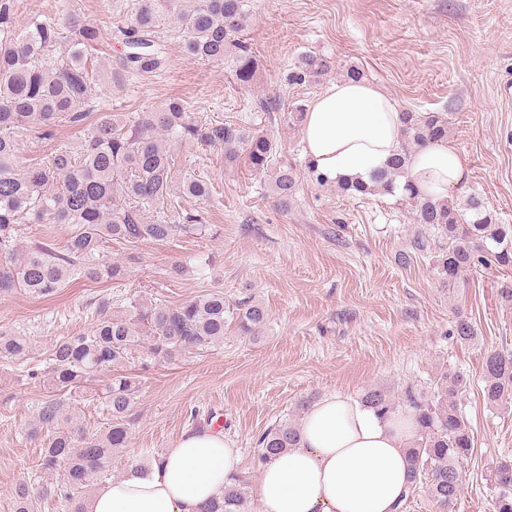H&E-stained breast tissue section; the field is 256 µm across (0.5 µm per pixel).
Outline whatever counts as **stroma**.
Wrapping results in <instances>:
<instances>
[{"label":"stroma","mask_w":512,"mask_h":512,"mask_svg":"<svg viewBox=\"0 0 512 512\" xmlns=\"http://www.w3.org/2000/svg\"><path fill=\"white\" fill-rule=\"evenodd\" d=\"M137 3L17 0L15 28L23 32L68 11L79 15L110 38L91 53L95 104L134 116L181 98L199 125L267 133L276 161L291 166L299 183L283 208L267 180L225 162L222 146L173 148L174 173L195 171L214 193L152 213L194 215L206 224L205 234L113 244L112 256L140 257L118 280L81 279L43 298L0 292V328L29 338L34 365L44 364L57 340L90 330L104 297L119 311L134 299L175 306L218 289L228 301L251 297L266 306L269 320L258 335H241L232 325L223 344L176 361L146 369L140 359L130 361L127 371L139 386L131 439L100 481L123 475L129 459L160 454L185 433L209 429L213 416L251 478L259 435L301 420L300 402L336 393L359 397L372 388L393 396L409 386L426 392L449 369L466 381L460 409L474 436L454 512H492L487 477L498 458L512 456V407L485 403L482 360L485 350H512V304L500 295L512 287V269L491 267L445 282L435 250L414 252L416 226L396 197L351 198L315 180L297 108L358 67L403 109L444 114L449 141L469 163L465 197L481 199L497 223L512 224V96L504 93L512 85V0H247L240 38L259 63L248 86L228 64L186 54L166 16L158 27L166 48L161 67L142 76L123 73L120 29ZM307 52L328 58L331 71L318 82L289 83V68ZM402 253L410 254L408 264H399ZM461 315L475 327V343L457 341ZM49 393L43 379L0 360V512H13L16 485L62 479L41 471L43 440L29 434Z\"/></svg>","instance_id":"obj_1"}]
</instances>
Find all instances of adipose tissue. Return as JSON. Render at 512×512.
Listing matches in <instances>:
<instances>
[{
    "instance_id": "ef3b65f1",
    "label": "adipose tissue",
    "mask_w": 512,
    "mask_h": 512,
    "mask_svg": "<svg viewBox=\"0 0 512 512\" xmlns=\"http://www.w3.org/2000/svg\"><path fill=\"white\" fill-rule=\"evenodd\" d=\"M403 111L378 86L343 79L327 84L303 116L310 166L329 182H369L403 144ZM407 170L422 197L440 201L463 192L470 176L452 143L411 152ZM411 417L385 416L347 394L319 399L300 424L296 447L259 465L261 512H397L409 482ZM242 469L223 434L189 432L165 449L148 472L127 469L100 484L89 512H201Z\"/></svg>"
}]
</instances>
